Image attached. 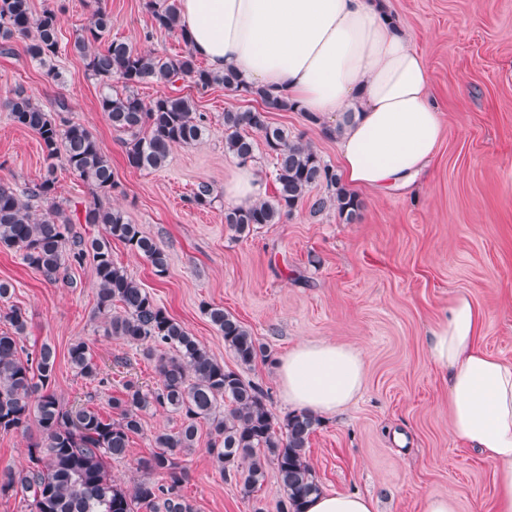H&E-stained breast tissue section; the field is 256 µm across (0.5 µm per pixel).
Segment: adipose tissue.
I'll use <instances>...</instances> for the list:
<instances>
[{
    "instance_id": "adipose-tissue-1",
    "label": "adipose tissue",
    "mask_w": 512,
    "mask_h": 512,
    "mask_svg": "<svg viewBox=\"0 0 512 512\" xmlns=\"http://www.w3.org/2000/svg\"><path fill=\"white\" fill-rule=\"evenodd\" d=\"M192 50L211 70L236 72L248 85L303 111L352 109L339 151L346 181L375 192L409 188L433 161L442 116L433 103L425 56L377 0H178ZM266 184L253 164L233 168L224 201L248 207ZM484 315L456 294L429 330L427 357L448 380L452 435L493 466L494 512H512V363L479 344ZM292 408L326 417L363 390L360 350L302 341L277 363ZM307 512H377L373 498L344 492L311 496Z\"/></svg>"
}]
</instances>
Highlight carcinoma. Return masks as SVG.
<instances>
[{
	"instance_id": "obj_1",
	"label": "carcinoma",
	"mask_w": 512,
	"mask_h": 512,
	"mask_svg": "<svg viewBox=\"0 0 512 512\" xmlns=\"http://www.w3.org/2000/svg\"><path fill=\"white\" fill-rule=\"evenodd\" d=\"M147 6L156 28L183 31L176 4L148 0ZM111 28L112 15L102 0H95L72 50L103 85L98 107L121 135L129 167L157 170L164 166L173 146L191 144L207 131L208 116L197 111L191 97L163 93L146 101L137 92L140 85H173L185 79L201 89L222 84L262 103L260 110L224 111L225 152L241 162L251 161L255 152L252 134L260 135L273 159L276 183L272 199L224 212V223L231 230L247 236L257 225L281 223L320 185L332 194L317 199L316 210L333 208L348 224L357 218L361 203L341 184L336 170L324 163L310 144L269 122L268 113L294 106L262 88H242V80L233 71L215 74L201 68L191 49L162 57L142 53L120 39L107 41ZM27 36L31 37L26 47L29 57L47 67V75L57 78L51 65L60 42L56 12L45 9L36 17L30 0H0V54H12L13 40ZM102 41L106 42L103 49L92 48ZM114 80L121 83L122 90L112 88ZM5 106L14 123L39 136L50 163L47 175L25 189L26 201L10 184L0 182V249L21 252L28 266L50 282L57 280L66 262L80 266L92 255L104 333L155 361L159 382L146 390L125 383L120 394L110 399L116 419L104 417L88 402L63 404L51 390L55 350L44 344L35 355L24 354L27 316L22 309L10 307L3 314L10 329L0 333V433L26 431L35 423L42 443L29 450L26 467L0 472V493H22L28 512H135L140 507L148 512H193L181 494L186 472L178 451L194 447L198 428L204 423L211 436L210 452L224 477L235 478L250 495L261 489L272 466L284 492L278 512H306L308 497L321 493L307 458L309 438L320 419L299 411L277 422L267 405L268 393L215 360L113 261L108 241L87 243L73 232L71 218L55 203L54 161H62L98 193L107 195L117 186L112 164L90 129L63 117L54 118L21 88ZM212 195L213 187L200 182L191 201L203 207L211 204ZM33 201L43 202L47 208L37 215L32 212ZM83 221L104 225L110 238L144 256L157 274L166 273L163 248L144 236L138 225L129 223L122 211L105 208L96 198L85 205ZM206 314L240 364L249 365L265 356L267 347L224 308L210 305ZM69 360L81 377L104 383L86 342L71 345ZM151 409L176 415L180 425L173 433L156 434L154 444L159 451L139 461L146 477L128 492L112 483L109 461L126 457L131 437L142 430V414Z\"/></svg>"
}]
</instances>
